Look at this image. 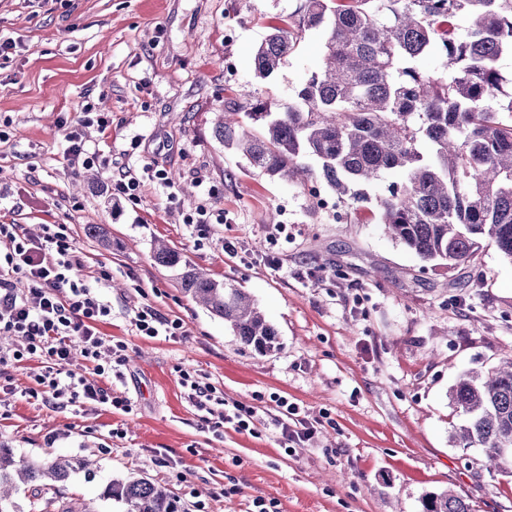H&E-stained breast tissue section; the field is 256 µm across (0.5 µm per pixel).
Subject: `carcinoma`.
Instances as JSON below:
<instances>
[{
	"mask_svg": "<svg viewBox=\"0 0 512 512\" xmlns=\"http://www.w3.org/2000/svg\"><path fill=\"white\" fill-rule=\"evenodd\" d=\"M303 0L298 19L274 29L255 50V75L271 77L309 29L324 32L321 67L304 80L298 102L261 99L219 113L214 138L245 156L271 179L299 185L320 178L339 200L366 201L357 186L399 170L402 179L377 200L379 223L421 261L455 270L469 264L485 238L512 262V93L503 90L498 62L512 55V0ZM469 19L456 36L447 25ZM429 54L444 72L409 66ZM259 124L253 133L239 115ZM432 146L420 151L421 140ZM318 164L314 170L307 163ZM154 261L177 271L191 300L228 323L258 354L280 349L277 330L251 296L194 268L159 240ZM450 399L464 417L453 435L458 448H480L487 467L512 477V356L486 375H468ZM90 462L65 455L32 461L0 444V512H21L19 486L39 492L66 482ZM124 512H182L167 488L128 476L100 494ZM423 512H471L464 498L430 492ZM41 512H96L85 502L45 501Z\"/></svg>",
	"mask_w": 512,
	"mask_h": 512,
	"instance_id": "cac0c4a2",
	"label": "carcinoma"
}]
</instances>
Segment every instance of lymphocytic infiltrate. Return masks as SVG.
I'll return each mask as SVG.
<instances>
[{
    "label": "lymphocytic infiltrate",
    "instance_id": "1",
    "mask_svg": "<svg viewBox=\"0 0 512 512\" xmlns=\"http://www.w3.org/2000/svg\"><path fill=\"white\" fill-rule=\"evenodd\" d=\"M85 260L65 224H46L32 237L17 224H0V337L18 336L19 349H1L0 365L37 360V393L45 405L61 408L93 404L130 412L132 402L113 395L106 383L124 365V344L106 348L99 325L112 314V303L98 290L112 279L101 266L85 275ZM81 356L90 374L73 372L69 363ZM181 384L207 422L220 428L250 430L253 408L226 404L208 384L183 374Z\"/></svg>",
    "mask_w": 512,
    "mask_h": 512
}]
</instances>
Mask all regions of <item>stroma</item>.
<instances>
[{
	"label": "stroma",
	"instance_id": "stroma-1",
	"mask_svg": "<svg viewBox=\"0 0 512 512\" xmlns=\"http://www.w3.org/2000/svg\"><path fill=\"white\" fill-rule=\"evenodd\" d=\"M301 3L0 0V38L17 43L0 59V224L69 225L90 265L111 267L112 317L99 329L127 346L111 388L133 404L128 414L48 407L31 397L35 364L24 361L0 369V442L35 461L96 460L95 476L74 474L58 495L97 512H120L99 495L127 475L165 486L184 512H252L258 500L273 512H422L425 494L448 489L473 512H512V478L487 470L482 449L448 443L463 422L450 389L512 354V263L486 239L470 267L450 271L392 239L373 212L398 171L366 185V202L336 206L327 186L314 197L269 179L213 136L228 104L296 102L321 62L322 31H307L266 80L254 75V50ZM88 104L112 118L107 134L84 130L101 158L92 183L65 138ZM147 164L170 187L144 182L135 203L109 194ZM200 204L224 223L202 234L185 224ZM89 224L105 226L110 249L86 236ZM157 239L245 289L280 350L251 351L186 297L175 271L154 262ZM146 304L185 335H134L130 319ZM185 371L254 407V432L202 421ZM278 396L317 428L289 452Z\"/></svg>",
	"mask_w": 512,
	"mask_h": 512
}]
</instances>
